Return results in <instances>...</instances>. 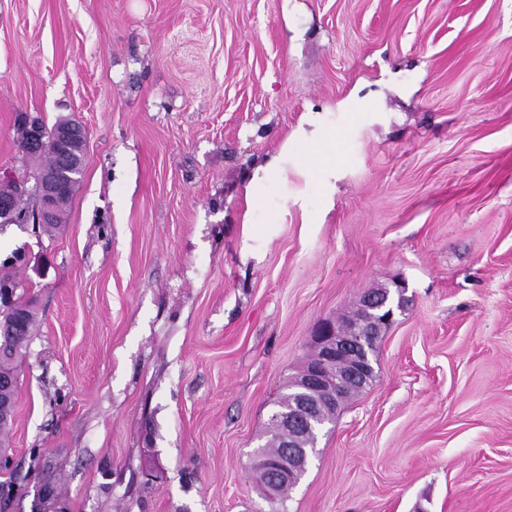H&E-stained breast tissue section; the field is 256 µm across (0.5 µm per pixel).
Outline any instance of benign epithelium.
I'll use <instances>...</instances> for the list:
<instances>
[{"label": "benign epithelium", "mask_w": 512, "mask_h": 512, "mask_svg": "<svg viewBox=\"0 0 512 512\" xmlns=\"http://www.w3.org/2000/svg\"><path fill=\"white\" fill-rule=\"evenodd\" d=\"M21 120L29 128V139L22 150L26 155L34 151L54 150L85 139L83 128L76 124H64L48 137L28 115ZM63 164L43 169L35 174L28 170L7 177L17 187L32 184L31 193L37 199L34 217L16 214L10 205L0 201V224H51L55 211L63 197L61 180ZM390 289L382 290L379 297L362 296L358 309L360 317L352 327L336 319L320 321L311 336L312 357L305 369L293 380L298 397L289 413L279 419L278 433L282 437V451L275 458H264L259 463L268 471L270 488L276 490L281 483H293L307 470L316 449L305 445L303 438L320 418V409L327 405L331 413H337L344 403L342 391L349 387L366 389L376 378L374 363L376 342L391 326L394 313L376 320L374 311L379 304L390 301Z\"/></svg>", "instance_id": "obj_1"}]
</instances>
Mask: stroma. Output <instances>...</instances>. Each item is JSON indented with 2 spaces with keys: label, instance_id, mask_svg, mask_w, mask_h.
Returning a JSON list of instances; mask_svg holds the SVG:
<instances>
[{
  "label": "stroma",
  "instance_id": "obj_1",
  "mask_svg": "<svg viewBox=\"0 0 512 512\" xmlns=\"http://www.w3.org/2000/svg\"><path fill=\"white\" fill-rule=\"evenodd\" d=\"M22 112L85 131L60 227L0 229L36 310L9 453L66 512H512V0H0V176ZM395 281L374 383L270 499L317 323ZM276 160H270L264 164H258L252 167V171L250 173V179L245 186L246 196L256 197L258 196L260 190L267 183L270 178V174L275 167Z\"/></svg>",
  "mask_w": 512,
  "mask_h": 512
}]
</instances>
